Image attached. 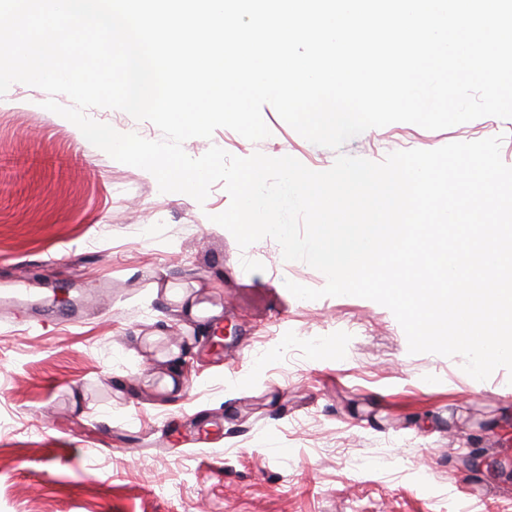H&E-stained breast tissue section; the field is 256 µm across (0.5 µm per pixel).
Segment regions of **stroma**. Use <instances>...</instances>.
<instances>
[{
  "instance_id": "obj_1",
  "label": "stroma",
  "mask_w": 512,
  "mask_h": 512,
  "mask_svg": "<svg viewBox=\"0 0 512 512\" xmlns=\"http://www.w3.org/2000/svg\"><path fill=\"white\" fill-rule=\"evenodd\" d=\"M14 83L0 98V512H512V374L484 381L463 357L412 354L386 307L301 300L286 281L326 277L281 262L270 238L240 248L213 222L230 198L160 192ZM269 137H195L247 157L292 156L314 171L338 154L502 136L485 116L442 130L371 128L341 150L310 143L272 106ZM221 311L195 321L179 296ZM75 306L79 322L37 323ZM219 325L231 336L207 339ZM184 354L181 386L157 392L161 357ZM499 456L491 475L464 466Z\"/></svg>"
}]
</instances>
